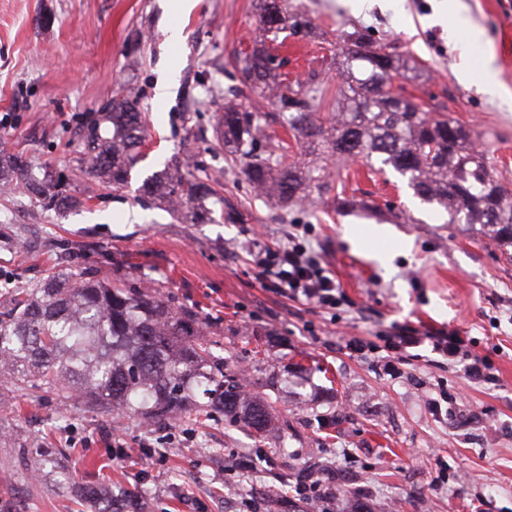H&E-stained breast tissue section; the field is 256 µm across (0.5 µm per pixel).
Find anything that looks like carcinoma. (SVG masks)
Listing matches in <instances>:
<instances>
[{"label": "carcinoma", "instance_id": "carcinoma-1", "mask_svg": "<svg viewBox=\"0 0 512 512\" xmlns=\"http://www.w3.org/2000/svg\"><path fill=\"white\" fill-rule=\"evenodd\" d=\"M260 25L277 34L308 26L304 16L288 12V0H261ZM340 99L333 116L319 112L322 83L314 76L285 83L275 78L270 51L244 53L241 85L233 95L257 93L276 112L273 118L302 143L292 155L288 142L267 133L255 108L227 105L217 114L226 154L241 166L250 185L286 207L304 200L311 188L336 192L340 210L368 212L377 205L348 194L343 170L373 159L407 179L421 201L448 212V223L480 225L500 246L512 247V191L497 175L487 152L477 149L461 124L446 112H423L393 91V80L417 71L412 60L390 44L355 28L336 42ZM145 138L138 99H112L83 132L87 171L118 188ZM330 154L344 164L325 163ZM212 176L203 178L175 165L147 178L142 195L180 211L204 210L215 194ZM18 192L42 206L69 210L81 200L68 190L65 177L36 176L22 157L0 151V193ZM69 256L38 281L0 291V372L10 384L36 393H55L88 410L163 424L191 417L189 400L199 392L206 410L258 435L272 430L273 406L241 393L224 359L199 328L198 318L175 311L149 290L136 292L67 271ZM84 503L94 512H138L135 497L116 486H82Z\"/></svg>", "mask_w": 512, "mask_h": 512}]
</instances>
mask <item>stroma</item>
I'll use <instances>...</instances> for the list:
<instances>
[{
	"label": "stroma",
	"instance_id": "obj_1",
	"mask_svg": "<svg viewBox=\"0 0 512 512\" xmlns=\"http://www.w3.org/2000/svg\"><path fill=\"white\" fill-rule=\"evenodd\" d=\"M315 28L273 42L256 21L260 0H0V150L68 174L82 204L58 212L28 198L0 199V282L41 276L61 254L70 269L130 288L151 286L206 322L231 372L275 408L268 438L211 414L147 425L74 408L64 398L10 392L0 406V512H82L85 481L139 491L146 512H302L304 468H332L334 512L361 500L369 512H512V255L479 228L452 224L415 198L393 170L348 166L349 189L380 217L340 212L318 193L283 208L257 197L215 134V105L238 85L241 52L269 44L292 81L322 73V112L335 111L340 79L323 69L324 45L358 26L418 63L403 80L423 110L448 106L512 184V0H378L353 14L341 0H291ZM456 3L468 26L449 38ZM184 39L167 41L169 26ZM491 60L499 97L477 73ZM180 80L158 98L167 64ZM139 90L146 140L120 189L80 167L81 131L124 84ZM196 150L223 170L210 221L190 223L146 202L143 181ZM336 279L335 313L293 301L262 281L252 250L287 246L290 225ZM460 331L490 366L473 382L467 360L436 353L430 335ZM411 347L389 351L394 331ZM152 455L149 469L121 458Z\"/></svg>",
	"mask_w": 512,
	"mask_h": 512
}]
</instances>
